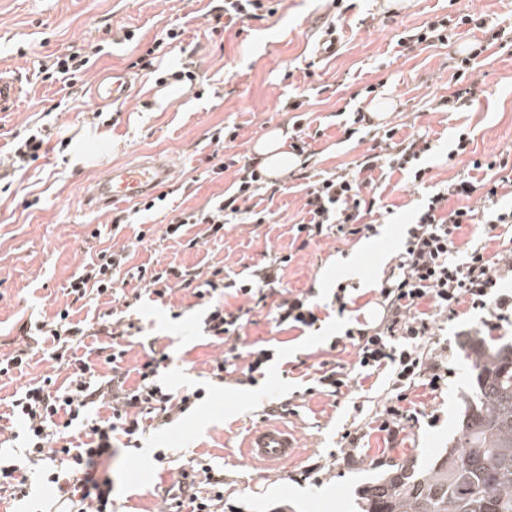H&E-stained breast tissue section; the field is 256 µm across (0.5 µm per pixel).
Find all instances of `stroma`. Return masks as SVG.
Here are the masks:
<instances>
[{
  "label": "stroma",
  "instance_id": "35a3bbf8",
  "mask_svg": "<svg viewBox=\"0 0 512 512\" xmlns=\"http://www.w3.org/2000/svg\"><path fill=\"white\" fill-rule=\"evenodd\" d=\"M209 0H0V71L19 77L22 92L13 111L0 112V154L8 153L14 134L34 126L52 130L51 149L22 174L0 179V354L9 353L20 326L50 318L70 303L68 281L106 249H126L130 266L168 265L196 268L202 274L223 269L226 276L247 278L254 266L275 256L291 255L284 270L290 288L315 287L320 297L347 281L364 291L365 313L375 311L374 290L383 270L396 262L401 232L415 209L442 182L456 177L482 180L469 156L449 159L448 147L459 130L473 138L477 156L512 152V46L494 49L472 73L478 94L456 113L435 111L434 100L447 94L455 47L415 48L399 53L398 34L429 17H459L485 11L512 17V0H269L274 14L216 27L206 15ZM184 29L182 42L168 46L159 64L162 83L139 76L130 99L97 106L91 87L104 71L124 69L151 47L171 25ZM342 32L336 54L317 56L323 26ZM136 30L140 41H124ZM102 43L104 53L81 82L69 86L44 82L37 73L47 55L71 44ZM194 63L193 83L172 79L173 71ZM317 88L308 120L322 134L312 140L315 172L352 170L372 146L371 139H343L344 107L371 109L379 100L389 115L374 121V131L393 127L398 138L429 133L434 150L423 164L424 185L394 172L377 180L388 212L360 237L324 238L298 249L294 225L302 217L306 191L300 179H283L276 194L256 201L270 213L264 224H228L223 237L206 235L204 225L189 227L184 237L138 244L141 227L161 229L173 216L203 207L223 194L232 173L214 178L208 137L215 128L235 125L239 135L225 155L254 156V144L272 131H291V115L282 101ZM144 152L170 155L175 176L164 202L143 223L113 231L114 209H92L83 202L85 185L102 178L110 165L131 163ZM100 230L91 238L92 230ZM196 246H188V239ZM122 289L136 299L135 315L145 334L169 355L162 381L176 391L204 388L206 399L174 423L151 431L142 449L122 454L114 465V512H174L182 473L191 459L204 457L224 474V512H356L364 483L389 463L428 464L458 439L470 387L471 364L460 351L478 319L461 305L458 317L433 337L434 348H447L453 369L436 394L410 390L416 414L396 441L373 424L391 395L387 384L340 397L306 394L301 376L321 360L352 366V353L331 351L329 339L347 326L337 314L326 318L320 333L277 331L265 314H254L246 342L265 340L277 355L257 386L210 379L211 362L223 345L210 342L200 328L203 309L187 291L164 301L145 294L129 279ZM71 304V303H70ZM70 369L37 354L24 372L0 379V413L21 387L52 377L56 386ZM266 423L288 428L298 438L297 454L287 463L266 468L250 462L242 444ZM357 433L358 446L346 450L344 432ZM167 457L156 464L152 451Z\"/></svg>",
  "mask_w": 512,
  "mask_h": 512
}]
</instances>
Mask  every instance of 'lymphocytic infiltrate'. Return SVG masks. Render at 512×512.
Instances as JSON below:
<instances>
[{
	"mask_svg": "<svg viewBox=\"0 0 512 512\" xmlns=\"http://www.w3.org/2000/svg\"><path fill=\"white\" fill-rule=\"evenodd\" d=\"M467 24L481 31L482 37L471 53L461 58L456 68L461 77L473 70L482 53L502 44L505 29L488 23L483 16H437L401 33L397 44L408 51L423 44L448 46L458 36L457 26ZM99 54L98 47L90 43L71 45L44 67L43 78L67 83L77 80ZM396 134V128L385 130L380 149H368L357 170L334 172L308 183L304 206L309 219L295 226L304 244L320 237L346 238L372 230L368 218L376 213L377 200L370 197L369 188L374 184V172L387 175L399 170L423 182L426 171L417 162L431 151V142L412 136L400 140ZM49 141L50 132L44 127L22 137L14 136L10 167L16 172L27 170L45 156ZM511 163L501 154L474 159V169H486L489 178L478 184L465 178L452 179L427 196L405 231L397 264L384 274L376 290L380 308L376 317L362 319L356 305V287L337 284L332 303L338 314L347 315L349 326L343 335L331 340L329 347L352 348L355 361L349 372L335 362L314 363L309 374L311 391L337 397L364 380L384 377L392 398L379 418L378 428L397 435L410 419L409 411L402 406L409 390L422 387L433 394L448 379L447 355L426 348L436 333L438 320L457 317L465 303L483 312L478 335H492L503 322L512 320V293L503 290L504 283L512 282V248L491 256L485 247L461 248L456 244L468 224L483 225L488 234L501 227L512 229V206H503L500 194L512 183V178L505 175ZM258 167L253 158L242 162L233 157L219 164L218 172L234 175L230 194L216 196L201 209L174 216L163 238L181 237L191 224L205 225L207 235L216 237L226 224L239 218L250 224L268 221V211L255 210L252 205L255 191L264 182ZM454 197L461 204L452 208L448 202ZM474 197L479 200L478 206H468V199ZM128 260L123 249L102 252L69 281L68 295L76 303L92 294L115 296ZM289 261L285 255L280 262L256 266L250 278L241 282L225 279L220 269L204 279L195 269L172 265L159 270L139 267L134 276L152 288L160 300L178 288L191 290L205 309L204 333L225 346L223 358L212 368L213 378L223 381L233 375L238 384L253 386L273 360L275 350L268 347L240 352L238 343L251 322V309H268L276 328L283 331L305 332L319 327L323 305L315 289L288 288L283 283L284 266ZM229 295L247 297L251 308H229L225 302ZM20 331L21 346L0 356V378L24 371L48 341L53 344L51 359L73 370L64 389H55L47 377L13 395L9 415L23 423L25 458L35 465L61 462V469L48 471L47 479L58 485L78 512H112V479L101 466L116 455V443L140 448L147 432L171 423L174 416L196 405L203 399L204 389L178 392L164 384L159 371L168 357L152 345L136 369L139 382L135 387L126 388V375L117 368L108 378L95 374L88 363L70 352L72 343L82 340L86 331L81 323L72 321L66 308L53 318L27 323ZM97 403L110 408L108 417L91 414V406ZM195 469L208 491L203 495L184 493L178 501L179 512H224L223 475L201 461L196 462Z\"/></svg>",
	"mask_w": 512,
	"mask_h": 512,
	"instance_id": "obj_1",
	"label": "lymphocytic infiltrate"
}]
</instances>
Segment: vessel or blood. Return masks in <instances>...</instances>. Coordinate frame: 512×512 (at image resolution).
<instances>
[{
	"label": "vessel or blood",
	"instance_id": "vessel-or-blood-1",
	"mask_svg": "<svg viewBox=\"0 0 512 512\" xmlns=\"http://www.w3.org/2000/svg\"><path fill=\"white\" fill-rule=\"evenodd\" d=\"M131 81L126 71L112 69L104 73L92 88L94 100L101 105L126 99ZM20 92V81L0 74V112L12 109ZM168 161L158 155L133 164L110 166L107 174L87 185L85 205L101 208L157 196L171 181ZM298 446L288 429L270 423L252 431L244 442V454L252 461L278 466L292 457Z\"/></svg>",
	"mask_w": 512,
	"mask_h": 512
}]
</instances>
